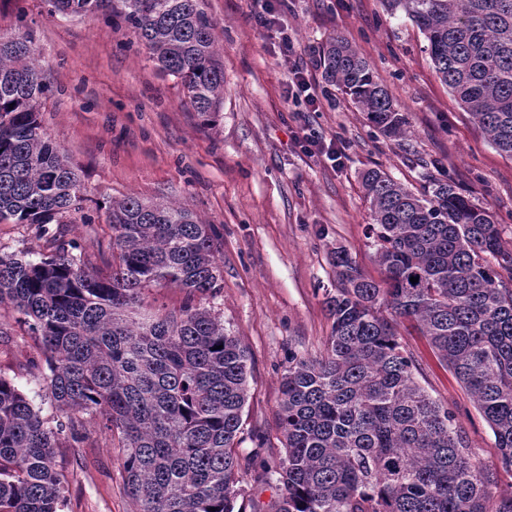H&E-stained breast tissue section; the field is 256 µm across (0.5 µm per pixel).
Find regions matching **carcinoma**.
<instances>
[{
	"mask_svg": "<svg viewBox=\"0 0 512 512\" xmlns=\"http://www.w3.org/2000/svg\"><path fill=\"white\" fill-rule=\"evenodd\" d=\"M62 17L120 18L148 57L211 122L224 108V64L204 0H49ZM417 26L439 79L512 160V0H384ZM325 83L369 127L403 140L408 121L368 61L340 36L321 56ZM51 92L32 38L0 37V224H35L54 248L0 255V307L21 315L48 373L40 414L0 374V512H63L58 449L87 423L124 454L137 512H244L235 452L249 356L195 298L223 288L211 228L183 202L128 195L107 207L112 243L95 265L67 225L84 212L78 173L38 121ZM414 192L380 169L361 174L369 238L384 278L334 252L332 332L323 355L291 356L281 378L285 454L268 473L276 512H512L499 472L472 459L455 414L419 384L396 325L408 321L468 392L512 473V246L488 209L425 176ZM56 228H51V225ZM418 282L413 283L410 278ZM149 287L181 289L172 310L141 305Z\"/></svg>",
	"mask_w": 512,
	"mask_h": 512,
	"instance_id": "obj_1",
	"label": "carcinoma"
}]
</instances>
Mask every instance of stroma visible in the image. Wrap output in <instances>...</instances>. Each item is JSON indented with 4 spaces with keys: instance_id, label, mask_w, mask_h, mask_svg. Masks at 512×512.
Wrapping results in <instances>:
<instances>
[{
    "instance_id": "obj_1",
    "label": "stroma",
    "mask_w": 512,
    "mask_h": 512,
    "mask_svg": "<svg viewBox=\"0 0 512 512\" xmlns=\"http://www.w3.org/2000/svg\"><path fill=\"white\" fill-rule=\"evenodd\" d=\"M48 0H0V35L29 32L53 92L42 99L48 136L78 169L91 199L134 195L189 205L218 236L224 286L203 299L249 355L248 396L236 453L245 512H275L280 491L259 464L283 454L277 427L288 357L323 353L335 291L330 255L346 249L374 280L382 274L366 233L372 221L360 181L379 167L412 190L424 174L447 179L490 208L512 244V160L499 155L449 94L407 18L382 0H288L279 19L314 84L316 109L288 104L290 65L251 18L249 0H205L224 63V109L205 125L173 77L148 60L135 33L100 19L54 18ZM335 35L369 61L407 115L399 142L371 129L350 99L327 88L320 56ZM335 143L339 161L306 152L299 129ZM48 252L33 224H0V254ZM401 343L414 353L420 384L453 408L483 466L499 465L495 438L472 399L404 323ZM45 370L32 336L13 311H0V373L40 408ZM79 451L64 449L69 483L64 512H136L123 489V452L107 447L96 424Z\"/></svg>"
}]
</instances>
